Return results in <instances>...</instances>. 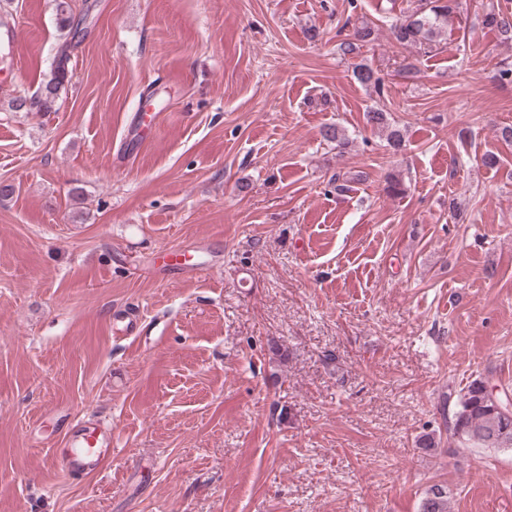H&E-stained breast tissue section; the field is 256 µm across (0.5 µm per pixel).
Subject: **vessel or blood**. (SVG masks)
<instances>
[{
	"mask_svg": "<svg viewBox=\"0 0 512 512\" xmlns=\"http://www.w3.org/2000/svg\"><path fill=\"white\" fill-rule=\"evenodd\" d=\"M112 455V429L97 425L76 429L65 435L62 445L52 447L51 462L68 474H89Z\"/></svg>",
	"mask_w": 512,
	"mask_h": 512,
	"instance_id": "1",
	"label": "vessel or blood"
}]
</instances>
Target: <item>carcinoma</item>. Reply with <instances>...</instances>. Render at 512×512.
I'll list each match as a JSON object with an SVG mask.
<instances>
[{"label": "carcinoma", "instance_id": "1", "mask_svg": "<svg viewBox=\"0 0 512 512\" xmlns=\"http://www.w3.org/2000/svg\"><path fill=\"white\" fill-rule=\"evenodd\" d=\"M462 8V0H418L408 14L390 26V38L400 46L414 45L430 49L448 19ZM485 25L497 31L498 35L512 42V12L493 4L484 15ZM375 40V30L368 24L355 25L352 31L339 43L338 48L345 55L357 53L364 44ZM73 41L67 40L59 46L51 77L40 87L36 96H18L11 102L14 111L40 112L54 109L62 88L70 81L68 63ZM355 77L359 83L383 93L385 79L380 71L368 64L355 66ZM367 123L387 132L389 145L401 144V131L388 121L383 109H372L366 113ZM503 401L489 390L483 378L473 380L457 396H448V419L445 420L448 442H456L461 448H511L512 417L505 418L499 410ZM422 512H449L448 490L442 484H433L425 491Z\"/></svg>", "mask_w": 512, "mask_h": 512}]
</instances>
